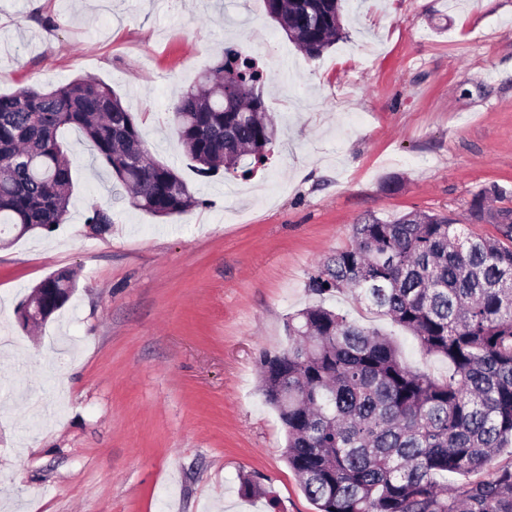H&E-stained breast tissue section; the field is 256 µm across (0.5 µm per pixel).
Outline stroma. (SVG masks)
Returning a JSON list of instances; mask_svg holds the SVG:
<instances>
[{"instance_id": "obj_1", "label": "stroma", "mask_w": 512, "mask_h": 512, "mask_svg": "<svg viewBox=\"0 0 512 512\" xmlns=\"http://www.w3.org/2000/svg\"><path fill=\"white\" fill-rule=\"evenodd\" d=\"M342 24L310 58L264 0H0V92L107 83L198 201L175 218L135 209L66 131L65 221L0 243V512H315L259 363L287 348L310 276L364 216L443 212L493 237L470 223L472 199L497 184L512 207V0H346ZM253 32L280 50L265 97L281 137L250 180L198 178L166 113ZM95 206L112 213L101 235ZM59 271L73 297L22 329L19 306ZM325 305L447 375L351 293ZM250 474L265 496L241 495Z\"/></svg>"}]
</instances>
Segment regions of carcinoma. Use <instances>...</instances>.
<instances>
[{"mask_svg":"<svg viewBox=\"0 0 512 512\" xmlns=\"http://www.w3.org/2000/svg\"><path fill=\"white\" fill-rule=\"evenodd\" d=\"M264 2L312 57L342 35L341 0ZM265 80L254 56L226 46L174 101L167 122L199 176L248 177L265 165L278 139ZM68 128L93 143L134 208L169 218L198 205L173 168L149 157L112 87L78 77L0 94V232L62 223L73 188ZM497 230L469 235L448 215L421 211L369 216L310 276L309 292L351 291L450 366L444 377L411 368L386 335L321 304L288 316V349L262 356L261 388L317 512H512V469L467 479L512 446V224ZM38 287L75 284L63 271ZM444 473L466 481L443 487Z\"/></svg>","mask_w":512,"mask_h":512,"instance_id":"cac0c4a2","label":"carcinoma"}]
</instances>
